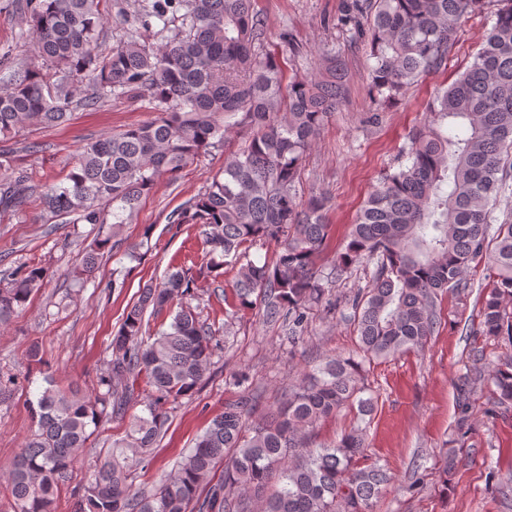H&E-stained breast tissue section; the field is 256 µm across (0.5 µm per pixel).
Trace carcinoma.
<instances>
[{
	"mask_svg": "<svg viewBox=\"0 0 512 512\" xmlns=\"http://www.w3.org/2000/svg\"><path fill=\"white\" fill-rule=\"evenodd\" d=\"M102 2L12 0L33 55L23 75L0 85V141L26 126L69 121L82 87L88 93L80 103L89 109L136 95L157 112L151 122L84 143L66 182L41 194V221L124 224L159 176L175 177L244 128L248 145L229 153L208 189L174 210L169 223L201 226L210 268L223 259L237 267L239 305H260L263 320L281 323L293 343L309 310H336L332 276L374 259L373 287L348 299L358 357L328 358L263 421H249L245 402L228 405L147 493L133 484V461L152 462L169 405L196 390L217 342L215 326L186 301L190 271H168L142 289L112 337L104 392L51 384L39 393L35 428L5 471L10 512H52L100 424L125 420L126 436L73 487L75 512H374L393 477L365 454L377 405L366 366L422 347L439 322L438 297L464 293L467 272L482 261L488 274L479 331L512 346V223L488 234L493 202L512 172V0H495L482 48L427 103L406 163L368 196L326 275L317 260L329 237L327 201L319 194L303 203L298 187L304 154L346 97L345 62L325 57L317 75L296 77L283 90L254 0H140L123 16L128 40L105 53ZM485 2L348 0L340 24L350 42H366L372 93L389 102L446 67L458 23ZM175 21L181 37L171 39ZM32 193L15 160L0 153V214L22 212ZM261 240L276 243L273 260L250 258ZM110 242L109 235L95 241L78 275L94 271ZM45 278L33 264L0 287V325L25 308ZM165 312L169 324L151 328ZM489 380L497 404H511L512 359ZM345 408L359 423L333 443L310 446L306 434Z\"/></svg>",
	"mask_w": 512,
	"mask_h": 512,
	"instance_id": "1",
	"label": "carcinoma"
}]
</instances>
